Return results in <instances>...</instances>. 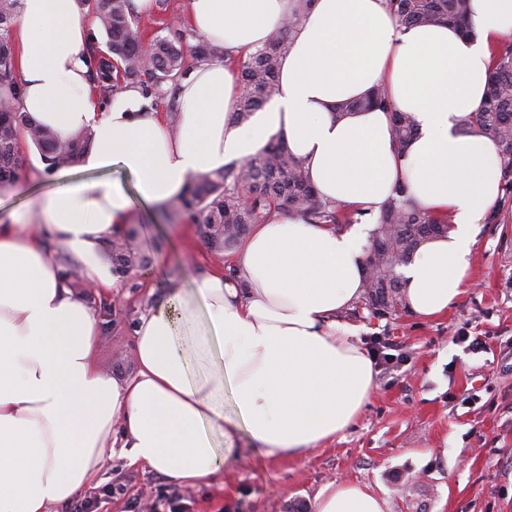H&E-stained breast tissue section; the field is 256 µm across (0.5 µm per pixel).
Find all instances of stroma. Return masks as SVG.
Masks as SVG:
<instances>
[{"instance_id":"35a3bbf8","label":"stroma","mask_w":512,"mask_h":512,"mask_svg":"<svg viewBox=\"0 0 512 512\" xmlns=\"http://www.w3.org/2000/svg\"><path fill=\"white\" fill-rule=\"evenodd\" d=\"M134 210L149 264L87 296L103 324L99 363L119 374L134 370L139 315L218 263L187 220L164 223L155 204ZM339 319L358 326L363 348L387 344L398 360L378 367L369 401L335 441L274 464L244 442L194 487L116 451L90 491L99 512H313L317 493L343 479L370 485L388 512H512V210L479 225L470 283L446 315Z\"/></svg>"}]
</instances>
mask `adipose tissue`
Returning a JSON list of instances; mask_svg holds the SVG:
<instances>
[{"label": "adipose tissue", "instance_id": "1", "mask_svg": "<svg viewBox=\"0 0 512 512\" xmlns=\"http://www.w3.org/2000/svg\"><path fill=\"white\" fill-rule=\"evenodd\" d=\"M472 33L399 26L384 0H315L280 66L272 103L232 118L240 92L223 62L192 67L174 118L145 116L139 89L101 103L86 50L98 28L80 0H21L12 31L22 111L60 139L94 133L85 174L52 171L54 190L27 195L0 222V512H48L96 482L107 452L195 486L216 477L239 438L275 463L319 448L355 423L374 389L355 326L336 316L363 294L369 225L336 230L277 213L231 257L172 293L133 328L136 371L98 361L99 325L62 275L65 252L89 287L117 285L102 254L129 226L132 197L180 195L194 177L256 155L284 135L319 196L378 215L395 188L452 218L399 273L403 301L436 318L472 275L478 224L501 194L500 148L468 132L483 101L490 49L512 36V0H470ZM293 0H191L189 20L234 55L256 50ZM386 86L415 134L397 148L382 109L352 101ZM232 395L233 413L224 397ZM314 512H387L369 486L326 485Z\"/></svg>", "mask_w": 512, "mask_h": 512}]
</instances>
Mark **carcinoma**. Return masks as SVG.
Instances as JSON below:
<instances>
[{"instance_id":"carcinoma-1","label":"carcinoma","mask_w":512,"mask_h":512,"mask_svg":"<svg viewBox=\"0 0 512 512\" xmlns=\"http://www.w3.org/2000/svg\"><path fill=\"white\" fill-rule=\"evenodd\" d=\"M99 21L106 36L107 51L89 45L97 58L91 76L100 96H116L137 86L144 97L167 102L176 113L175 88L187 75L182 43L196 40L193 54L198 62L224 59L237 66L241 93L233 118L248 120L274 93L279 79L280 61L288 53L291 37L300 21L312 9L314 0H295L290 15L245 60H235L224 47L194 33L185 26L168 28V35L155 36L144 51L140 20L133 0H81ZM390 13L403 27L448 23L469 31L470 0H386ZM21 16V0H0V87H14L15 47L11 32ZM0 97V186L18 179L21 138L38 149L46 169L74 167L92 142L88 130L73 134L62 142L50 129L35 124L21 111L15 99ZM390 106L387 89L380 85L372 94L351 107L368 109ZM469 129L491 136L501 148L502 195L485 218L498 224L501 214L512 208V42L493 50L492 71L480 108L468 120ZM396 141L404 145L414 134L410 115L393 112ZM288 211L311 224H359L363 215L321 200L313 189L304 165L288 150L282 136L272 137L256 155L233 162L224 169L191 179L184 192L166 204V218L186 216L210 252L217 256L231 252L252 225L260 224L273 212ZM452 228L451 218L435 216L411 203L405 187L377 216L366 250V290L360 308L377 318L404 309L398 268L407 264L419 245L434 236H445ZM139 230L128 227L112 239V270L125 274L147 264L149 258L138 244Z\"/></svg>"}]
</instances>
